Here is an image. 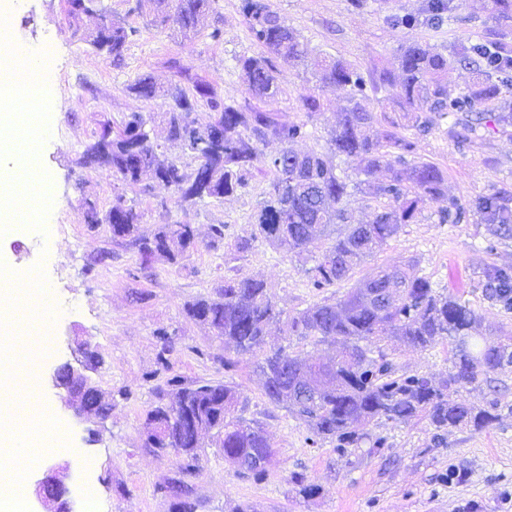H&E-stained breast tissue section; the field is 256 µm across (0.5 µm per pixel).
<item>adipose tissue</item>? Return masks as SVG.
<instances>
[{"label":"adipose tissue","instance_id":"obj_1","mask_svg":"<svg viewBox=\"0 0 512 512\" xmlns=\"http://www.w3.org/2000/svg\"><path fill=\"white\" fill-rule=\"evenodd\" d=\"M0 49L18 53L22 68L0 66V95L5 97L33 98L45 100L51 93L53 82L41 76L45 66L41 55L20 48L11 26L0 23ZM27 123L30 135L24 152H16L12 139L20 123ZM52 133L50 124L43 116L34 113L4 111L0 113V232L11 237H21L25 231L27 212L32 206V197L48 200L50 186L46 178L36 183L16 181V155H23L27 168L37 165L39 147Z\"/></svg>","mask_w":512,"mask_h":512}]
</instances>
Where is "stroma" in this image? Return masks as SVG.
<instances>
[{"mask_svg": "<svg viewBox=\"0 0 512 512\" xmlns=\"http://www.w3.org/2000/svg\"><path fill=\"white\" fill-rule=\"evenodd\" d=\"M267 2L304 37L312 54L341 59L363 74L396 66L405 42L416 40L446 54L461 40L484 42L494 24L462 0H451L440 22L432 20L429 0H365L357 9L350 0ZM103 3L112 21L131 32L119 68L74 34L65 0H16L11 18L21 44L38 49L49 39L55 49L54 90L38 105L54 128L39 155L51 186L49 217H32L22 238L0 237V257L21 269L43 265L60 303L55 346L43 360L41 380L61 439L41 456L29 480L51 466L70 463L75 512H88L82 496L87 485L96 490L95 512H174V499L162 484L180 478L188 484L196 512H239L244 505L253 512H512V366L466 394L480 407L494 400L501 404L498 421L484 430L460 426L439 435L425 419L382 421L370 426L369 441L340 448L314 441L305 423L268 402L257 355L225 352L209 327L185 312L189 303L215 297L225 278L246 276L263 281L277 307L292 315L341 297L376 266L412 261L436 291L466 302L497 336H512V306L488 299L484 290L486 271H512V235H494L474 207L478 198L497 193L512 208V122L500 123L492 112L435 119L429 134L416 137L412 158L443 171L448 197L467 210L463 221L441 223L445 200L428 203L417 223L403 226L348 280L315 288L295 253L260 241L244 254L234 249L255 232L252 216L269 189L267 170L255 172L233 195L184 211L151 175L125 187L108 172L78 165L102 123L119 124L133 112L151 117L153 139L165 157L185 160L181 143L168 138L165 97L139 100L128 85L146 75L173 83L166 63L175 58L192 79L209 84L216 98L242 103L248 95L234 58L264 52L245 22L242 0H214L204 26L189 40L153 26L137 0ZM405 16L413 18V25H402ZM278 78L281 92L269 109L280 122H307L310 136L298 142L299 150L326 151L328 133L346 104L344 91L326 92L324 110L310 117L299 98L316 92L315 78L283 64ZM456 121L474 123L475 133L458 138L452 127ZM120 191L141 213L142 235L175 222L193 224L196 243L179 264L156 258L148 269H140L132 242L113 238L109 225L86 224L84 198L105 211ZM215 224L224 227V245L217 250L209 246ZM164 331L173 341L166 371L158 365ZM79 341L97 353L99 364L91 378L111 405L105 418L87 424L60 409L50 384L53 368L72 359ZM393 362L406 375L440 377L450 366L442 343L400 348ZM171 377L184 387L215 381L240 392L245 417L262 422L273 446L261 478L238 476L225 462L213 431L201 435L196 472L187 478L173 454L145 447L146 413L157 402L156 387ZM453 470L459 478H450ZM303 482L316 486L317 495L303 497Z\"/></svg>", "mask_w": 512, "mask_h": 512, "instance_id": "35a3bbf8", "label": "stroma"}]
</instances>
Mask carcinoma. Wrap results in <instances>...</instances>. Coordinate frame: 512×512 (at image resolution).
Wrapping results in <instances>:
<instances>
[{"label":"carcinoma","instance_id":"carcinoma-1","mask_svg":"<svg viewBox=\"0 0 512 512\" xmlns=\"http://www.w3.org/2000/svg\"><path fill=\"white\" fill-rule=\"evenodd\" d=\"M152 22L173 28L181 36H194L204 24L211 0H147ZM495 20L487 46L503 59L512 57L508 27L512 24V0H476ZM244 17L254 38L265 48L261 56H240L236 67L251 98L265 103L280 93L278 70L272 59L313 73L318 93L300 97L307 116L321 111L323 94L345 92L347 105L329 132L328 152H302L296 143L307 138L305 123H282L268 109L247 104H227L215 99L205 84L186 90L174 84L167 90L165 111L170 136L183 144L194 161L160 159L159 145L151 141L143 114L130 113L113 132L105 123L95 133L78 164H93L126 184H137L145 171L171 191L183 210L209 198L229 196L247 185L253 171L266 165L273 179L253 219L258 238L285 247L310 264L305 269L311 284L323 288L349 277L353 269L373 256L376 249L396 236L405 224L416 222L423 206L444 197L445 177L432 163L409 162L415 143L397 130L394 122L382 137L370 128L378 122L370 108L364 77L344 61L311 54L300 33L261 0H244ZM90 46L112 59L124 60L129 34L125 27L100 13L97 27L83 34ZM455 63L471 66L476 79L470 90L454 95L445 77ZM371 89L394 98L402 110L413 113L414 135L427 134L434 117L454 112H485L512 91V68H491L476 44L459 43L444 56L418 42L401 45L397 67L376 69ZM138 99H151L160 91L151 76L128 86ZM214 113L207 134L199 131L193 113L200 107ZM273 139L282 145L276 155L265 157L260 145ZM343 157L355 165L363 179L352 182L336 173L329 157ZM380 170L382 182L372 181ZM364 196L369 219L349 221L346 199ZM90 225L110 223L112 237L130 238L138 247L140 268L162 256L172 264L195 245L192 225L166 224L151 237L138 233L141 214L122 194H116L105 212L90 199ZM477 208L493 225V233L512 231V209L488 196ZM466 208L456 199L440 212L443 223L457 224ZM493 299L512 290V274L493 269L486 284ZM187 316L209 326L224 340V348L237 353H260L258 367L264 377L268 401L304 420L322 441L357 445L369 438L367 426L379 421L407 424L426 418L437 430L469 426L482 430L497 416L478 409L461 392L480 378L512 366V343L481 340L480 317L466 303L435 291L414 266L378 267L360 284L334 302L316 303L292 316L268 295L263 282L247 277L224 280L214 299H200L188 306ZM285 321L290 335L309 342L336 346V358L327 362L316 353L285 348L265 349V336L273 322ZM451 346L448 376L436 381L424 375L395 377L390 354L398 346L425 349L440 341ZM161 402L146 413L145 446L170 451L188 461L200 448L196 429L216 431L224 460L243 476L260 477L272 455V445L262 427L238 414L240 393L220 382L180 387L172 401Z\"/></svg>","mask_w":512,"mask_h":512}]
</instances>
